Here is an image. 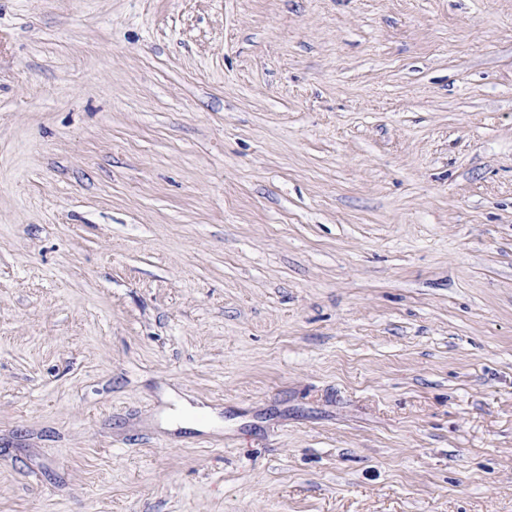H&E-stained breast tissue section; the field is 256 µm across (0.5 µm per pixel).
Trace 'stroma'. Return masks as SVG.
Here are the masks:
<instances>
[{
	"instance_id": "stroma-1",
	"label": "stroma",
	"mask_w": 512,
	"mask_h": 512,
	"mask_svg": "<svg viewBox=\"0 0 512 512\" xmlns=\"http://www.w3.org/2000/svg\"><path fill=\"white\" fill-rule=\"evenodd\" d=\"M0 512H512V0H0Z\"/></svg>"
}]
</instances>
